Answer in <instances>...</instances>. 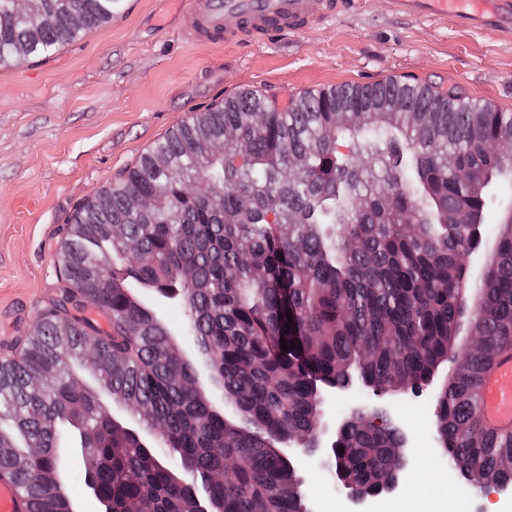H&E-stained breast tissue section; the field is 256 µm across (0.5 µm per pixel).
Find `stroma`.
Wrapping results in <instances>:
<instances>
[{"instance_id":"stroma-1","label":"stroma","mask_w":512,"mask_h":512,"mask_svg":"<svg viewBox=\"0 0 512 512\" xmlns=\"http://www.w3.org/2000/svg\"><path fill=\"white\" fill-rule=\"evenodd\" d=\"M169 0H132L121 20L53 55L0 70V359L10 357L56 297V256L75 209L195 111L242 90L286 108L336 83L421 81L512 112V38L391 12L362 0L351 15L284 39L235 46L180 37ZM421 468L402 512H440L430 499L444 464L433 405L394 406ZM311 512H335L309 458H295Z\"/></svg>"}]
</instances>
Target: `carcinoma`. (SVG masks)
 <instances>
[{
	"instance_id": "obj_1",
	"label": "carcinoma",
	"mask_w": 512,
	"mask_h": 512,
	"mask_svg": "<svg viewBox=\"0 0 512 512\" xmlns=\"http://www.w3.org/2000/svg\"><path fill=\"white\" fill-rule=\"evenodd\" d=\"M36 2L23 15L0 0L1 63L48 57L112 17V0ZM494 145L512 148V112L394 79L305 92L285 111L245 91L196 113L70 217L61 292L0 361V474L31 512H69L58 451L87 437L83 473L113 512H195L185 476L213 473L224 474L209 485L214 512H308L278 444L313 445L318 391L354 384L362 407L320 469L331 487L376 493L406 449L368 426L372 402L434 382L473 306L477 344L440 385L434 429L466 492L512 486V432L478 416L482 373L512 350V216L484 228L485 187L512 181ZM194 178L218 185L219 203L196 195ZM135 196L159 204L137 212ZM152 293L177 295L180 335ZM87 304L110 316L111 338L70 314ZM184 345L195 358L175 355ZM198 359L212 364L222 410L193 388ZM108 397L147 408L163 447L123 431Z\"/></svg>"
}]
</instances>
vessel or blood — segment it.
Segmentation results:
<instances>
[{
    "mask_svg": "<svg viewBox=\"0 0 512 512\" xmlns=\"http://www.w3.org/2000/svg\"><path fill=\"white\" fill-rule=\"evenodd\" d=\"M358 0H184L183 34L197 42H244L311 29L324 19L348 13ZM394 12L453 19L498 35H512V0H388ZM479 416L490 430L512 431V353L483 373ZM0 512H27L12 480L0 477Z\"/></svg>",
    "mask_w": 512,
    "mask_h": 512,
    "instance_id": "obj_1",
    "label": "vessel or blood"
}]
</instances>
